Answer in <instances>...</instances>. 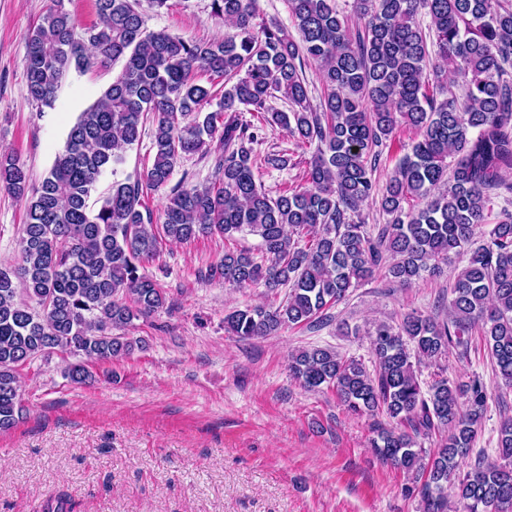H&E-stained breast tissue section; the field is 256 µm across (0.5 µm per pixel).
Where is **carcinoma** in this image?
<instances>
[{"instance_id":"obj_1","label":"carcinoma","mask_w":512,"mask_h":512,"mask_svg":"<svg viewBox=\"0 0 512 512\" xmlns=\"http://www.w3.org/2000/svg\"><path fill=\"white\" fill-rule=\"evenodd\" d=\"M63 2L54 0L29 37L31 98L50 107L71 69L123 66L70 128L39 187L30 188L18 158L0 152V183L26 209L20 265L0 269V432L21 413V364L57 351L92 362L143 348L117 331L165 305L141 272L165 239H227L245 229L261 239V260L226 250L208 273L233 286L289 288L274 309L225 316V329L242 339L322 317L380 267L410 286L468 248L445 319L408 314L396 327L375 325L373 370L314 347L291 357L290 372L307 389L333 388L354 413L381 411L395 421L373 448L411 475L423 512H448L452 481L461 512H512V420L500 428L499 460H478L459 476L488 387L480 378L457 387L442 375L424 382L412 362L439 360L478 334L502 385L512 387V211L501 212L482 243L474 240L493 199L512 191V8L500 0H354L361 27L353 29L335 0H288L294 37L261 18L255 0H212L233 32L197 41L147 31L138 0H95L99 22L78 39ZM422 12L431 20L426 31ZM308 64L324 86L320 112L303 77ZM201 72L223 81L216 111H205L216 93L198 83ZM450 74L462 80L463 97L446 90ZM275 92L291 111L267 108ZM244 108L261 119L242 121ZM149 115L152 165L91 206L99 178L123 162ZM272 123L316 144L304 184L275 199L256 182L251 148ZM403 126L416 139L381 189L375 148ZM216 140L223 151L215 181L174 190L154 224L144 191L166 187L180 157L207 154ZM369 201L391 216L375 236L353 219ZM20 286L39 309L16 300ZM68 377L84 384L92 372L72 364ZM445 429L435 451L417 447L418 437Z\"/></svg>"}]
</instances>
